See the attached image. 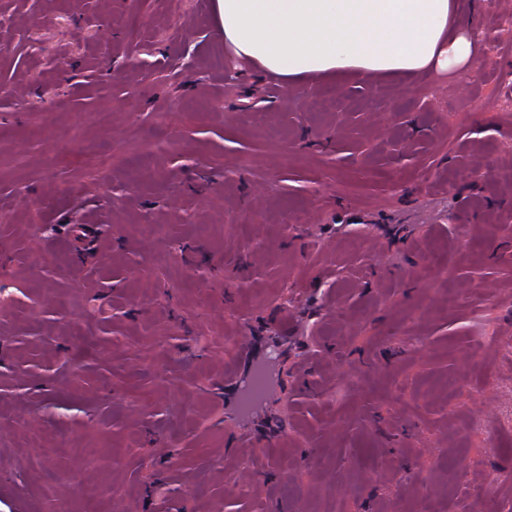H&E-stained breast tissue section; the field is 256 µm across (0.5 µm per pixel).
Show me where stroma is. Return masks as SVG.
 I'll use <instances>...</instances> for the list:
<instances>
[{"mask_svg": "<svg viewBox=\"0 0 512 512\" xmlns=\"http://www.w3.org/2000/svg\"><path fill=\"white\" fill-rule=\"evenodd\" d=\"M475 1L467 75L290 87L212 0H0V512H512V0Z\"/></svg>", "mask_w": 512, "mask_h": 512, "instance_id": "stroma-1", "label": "stroma"}]
</instances>
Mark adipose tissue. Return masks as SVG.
I'll list each match as a JSON object with an SVG mask.
<instances>
[{
	"instance_id": "adipose-tissue-1",
	"label": "adipose tissue",
	"mask_w": 512,
	"mask_h": 512,
	"mask_svg": "<svg viewBox=\"0 0 512 512\" xmlns=\"http://www.w3.org/2000/svg\"><path fill=\"white\" fill-rule=\"evenodd\" d=\"M459 0H214L224 52L288 85L468 71L480 29Z\"/></svg>"
}]
</instances>
